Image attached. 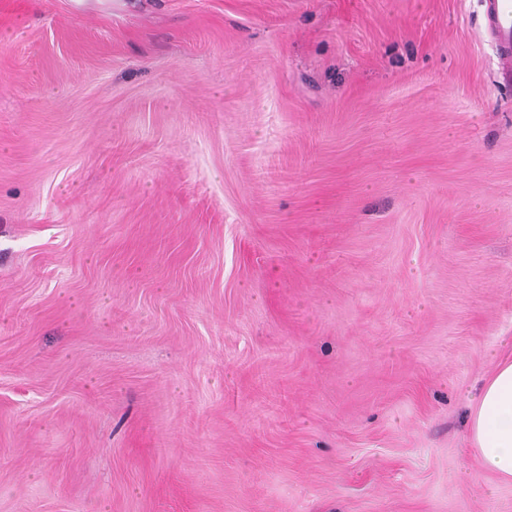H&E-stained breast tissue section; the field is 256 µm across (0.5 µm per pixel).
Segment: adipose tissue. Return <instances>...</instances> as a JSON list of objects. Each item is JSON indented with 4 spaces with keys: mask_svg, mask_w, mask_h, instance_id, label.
Instances as JSON below:
<instances>
[{
    "mask_svg": "<svg viewBox=\"0 0 512 512\" xmlns=\"http://www.w3.org/2000/svg\"><path fill=\"white\" fill-rule=\"evenodd\" d=\"M467 436L479 467L512 482V359H502L470 405Z\"/></svg>",
    "mask_w": 512,
    "mask_h": 512,
    "instance_id": "1",
    "label": "adipose tissue"
}]
</instances>
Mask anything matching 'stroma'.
I'll return each instance as SVG.
<instances>
[{
	"instance_id": "35a3bbf8",
	"label": "stroma",
	"mask_w": 512,
	"mask_h": 512,
	"mask_svg": "<svg viewBox=\"0 0 512 512\" xmlns=\"http://www.w3.org/2000/svg\"><path fill=\"white\" fill-rule=\"evenodd\" d=\"M505 356L483 0H0V512H512ZM467 436L479 467L512 482V359L500 360L473 397Z\"/></svg>"
}]
</instances>
